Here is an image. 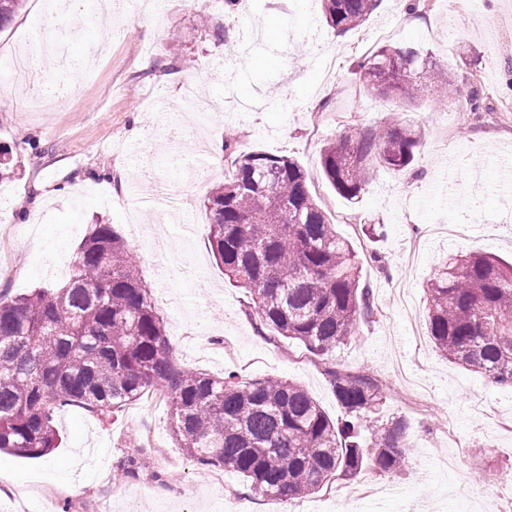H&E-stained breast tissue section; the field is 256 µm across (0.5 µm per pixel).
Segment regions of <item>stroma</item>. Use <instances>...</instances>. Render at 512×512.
<instances>
[{"label": "stroma", "mask_w": 512, "mask_h": 512, "mask_svg": "<svg viewBox=\"0 0 512 512\" xmlns=\"http://www.w3.org/2000/svg\"><path fill=\"white\" fill-rule=\"evenodd\" d=\"M406 0H382L362 27L339 36L323 24L317 0H239L235 12L198 0H115L104 20L96 0H66L53 25L49 0H23L0 28V57L56 42L74 66L91 72L72 82L40 79L49 108L30 104L22 89L0 79V146L40 140L44 154H21L15 177L0 181V255L13 268L0 289L18 295L61 286L47 270L55 255L73 259L91 224H110L131 238V217L162 222L168 241L157 254L138 247L140 274L162 315L170 356L183 367L247 379L281 377L303 386L329 416L340 408L320 366L302 346L258 336L246 289L225 279L208 242L203 200L224 180V135L242 151L288 155L305 168L308 187L337 231L352 244L362 279L374 297L371 320L332 355L343 367L366 366L384 388L382 417L403 416L411 448L400 471L365 472L358 482L380 487L354 498L355 483L338 481L285 503L254 495L240 474L211 487L212 468L186 456L172 439L169 403L129 405L100 413L75 405L56 409L59 448L39 459L0 453V464L24 490L56 473L63 480L51 512H512V432L501 431L470 403L512 414V390L485 374L448 362L426 329L424 286L448 252H478L512 261V195L502 172L512 168V104L505 65L512 55V0H431L425 16L407 13ZM264 32L240 51L232 69L224 55L237 37L216 40L229 23ZM416 48L432 71H446L452 53L470 63L456 70L462 89L480 85L490 112L461 111L442 92L413 108L367 96L352 63L381 44ZM200 73L211 104L200 138L172 137L181 112V80ZM161 89L163 100L151 97ZM418 119L425 137L414 172L375 173L357 202L337 194L320 167V149L346 130L398 126ZM82 182L77 197L63 185ZM378 233H365L368 225ZM427 389L425 416L408 413L400 368ZM152 429L154 443L144 439ZM467 451L476 479L497 478L488 504L461 491L443 461ZM179 467L183 481L170 483Z\"/></svg>", "instance_id": "obj_1"}]
</instances>
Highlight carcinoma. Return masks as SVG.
I'll return each mask as SVG.
<instances>
[{
	"label": "carcinoma",
	"mask_w": 512,
	"mask_h": 512,
	"mask_svg": "<svg viewBox=\"0 0 512 512\" xmlns=\"http://www.w3.org/2000/svg\"><path fill=\"white\" fill-rule=\"evenodd\" d=\"M381 0H321L327 25L343 35L361 27ZM22 0H0V27ZM418 51L382 45L354 62L364 92L422 105ZM465 112H484L475 86L462 94L451 74L436 77ZM417 121L351 131L324 146L320 166L343 198L358 200L378 169H409L423 143ZM232 172L203 201L211 251L224 276L249 291L256 331L299 342L325 359L373 314L372 289L357 255L310 196L294 159L236 153ZM428 330L448 360L512 388V262L448 254L425 286ZM340 414L332 418L302 386L281 378L218 379L176 367L163 318L142 280L136 249L110 224H93L66 284L8 296L0 292V450L41 458L59 447L55 409L78 404L114 412L156 386L167 390L179 447L202 465L241 474L274 500L301 498L364 470L397 471L410 451L408 422L392 416L365 436L383 388L365 369L324 363Z\"/></svg>",
	"instance_id": "cac0c4a2"
}]
</instances>
